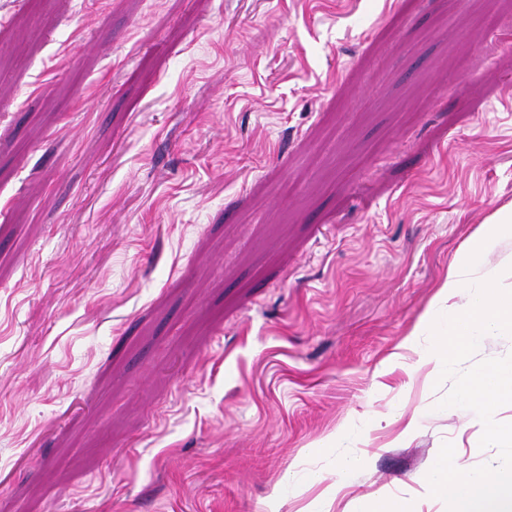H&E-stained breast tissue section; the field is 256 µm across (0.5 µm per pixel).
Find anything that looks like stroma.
Wrapping results in <instances>:
<instances>
[{
  "label": "stroma",
  "instance_id": "35a3bbf8",
  "mask_svg": "<svg viewBox=\"0 0 512 512\" xmlns=\"http://www.w3.org/2000/svg\"><path fill=\"white\" fill-rule=\"evenodd\" d=\"M510 202L512 0H0V512H447L420 320ZM360 512H411L405 499L397 496L382 495L363 504Z\"/></svg>",
  "mask_w": 512,
  "mask_h": 512
}]
</instances>
